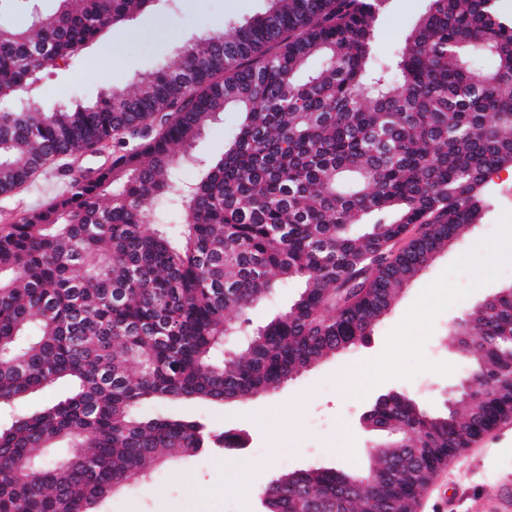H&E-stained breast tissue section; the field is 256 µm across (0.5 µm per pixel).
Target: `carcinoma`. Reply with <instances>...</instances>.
<instances>
[{
	"label": "carcinoma",
	"instance_id": "1",
	"mask_svg": "<svg viewBox=\"0 0 512 512\" xmlns=\"http://www.w3.org/2000/svg\"><path fill=\"white\" fill-rule=\"evenodd\" d=\"M0 40V196L71 158L109 166L25 210L0 233V406L60 379L70 395L0 423V512H91L118 488L237 438L137 413L147 401L232 403L268 394L372 334L401 290L480 223L493 174L512 168V17L497 0H428L386 60L373 56L387 0H268L196 36L174 63L94 101L32 104L48 65L79 56L159 0H57ZM496 60L485 71L477 62ZM233 107L224 153L192 142ZM195 178L183 177L186 170ZM179 206L166 221L161 202ZM290 307L252 329L247 312L288 282ZM479 384L464 412L401 393L373 407L376 492L417 504L388 462L412 436L435 472L512 415V314L453 325ZM137 365V370L130 368ZM314 467L267 482L275 512L302 492L357 512L367 477Z\"/></svg>",
	"mask_w": 512,
	"mask_h": 512
}]
</instances>
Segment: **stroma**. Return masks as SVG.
Segmentation results:
<instances>
[{"mask_svg":"<svg viewBox=\"0 0 512 512\" xmlns=\"http://www.w3.org/2000/svg\"><path fill=\"white\" fill-rule=\"evenodd\" d=\"M426 6L427 0H388L374 45L378 57L393 52ZM264 7V0H178L176 10L160 7L113 29L80 57L47 67L36 103L50 112L76 99H96L115 85L133 88L139 73L173 58L180 40ZM239 123L238 113L224 112L201 133L195 152L220 156ZM68 182L51 169L36 186L0 199V224L64 191ZM491 190L493 203L482 224L403 289L370 344L323 360L275 392L241 403L170 400L140 406L143 414L170 413L218 432L243 433L244 445L157 465L149 481L129 483L96 503L95 512H262L257 490L274 474L311 467L348 470L365 458L379 436L361 428L359 417L379 391L395 387L428 408L443 409L449 386L466 373L445 343L449 325L480 299L512 284V173L495 175ZM350 366L368 376L365 390L345 388L342 375ZM505 476H512V425L461 453L453 468L421 490L417 510L474 512L475 503L490 498ZM245 480L254 486L247 494L239 489Z\"/></svg>","mask_w":512,"mask_h":512,"instance_id":"obj_1","label":"stroma"}]
</instances>
